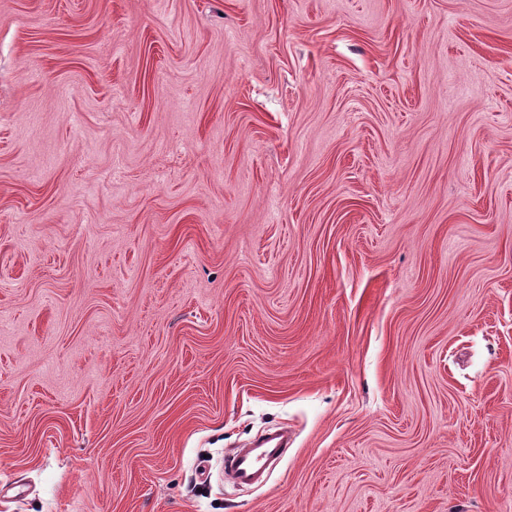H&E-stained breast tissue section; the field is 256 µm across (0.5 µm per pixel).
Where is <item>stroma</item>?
Returning a JSON list of instances; mask_svg holds the SVG:
<instances>
[{
	"label": "stroma",
	"instance_id": "1",
	"mask_svg": "<svg viewBox=\"0 0 512 512\" xmlns=\"http://www.w3.org/2000/svg\"><path fill=\"white\" fill-rule=\"evenodd\" d=\"M0 512H512V0H0ZM286 449L284 435L273 432L252 448L226 458L224 467L238 486L260 484L264 481L269 466L281 460Z\"/></svg>",
	"mask_w": 512,
	"mask_h": 512
}]
</instances>
